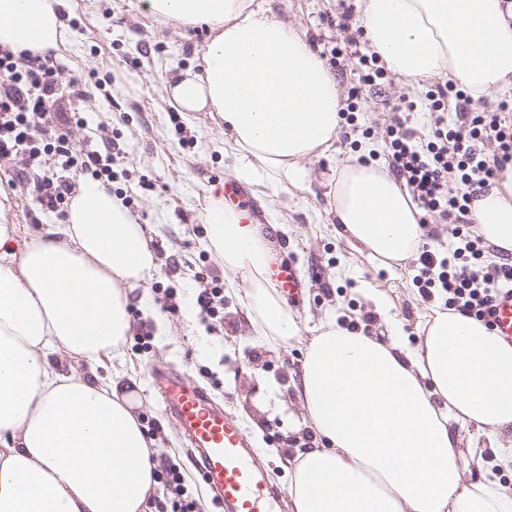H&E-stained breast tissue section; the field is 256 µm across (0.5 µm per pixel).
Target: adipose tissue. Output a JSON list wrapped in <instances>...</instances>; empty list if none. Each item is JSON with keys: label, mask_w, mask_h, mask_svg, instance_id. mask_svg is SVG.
Wrapping results in <instances>:
<instances>
[{"label": "adipose tissue", "mask_w": 512, "mask_h": 512, "mask_svg": "<svg viewBox=\"0 0 512 512\" xmlns=\"http://www.w3.org/2000/svg\"><path fill=\"white\" fill-rule=\"evenodd\" d=\"M368 48L410 83L447 76L475 109L512 85V0H357ZM164 21L206 28L196 66L167 80L177 111L224 123L235 175L269 219L281 191L305 187L306 160L336 148V80L306 36L270 0H140ZM66 0H0V49L42 52L64 42ZM338 237L381 263L411 259L421 211L385 164L352 158L328 179ZM468 219L512 254V166L475 199ZM205 244L259 335L302 333L265 276L270 247L211 194ZM0 204V512H149L152 441L134 409V376L112 367L132 329L131 287L157 260L137 214L86 180L64 223L24 249ZM413 348L328 318L312 336L296 386L319 446L289 460V512H512V345L468 315L431 306ZM84 359L86 378L54 356ZM475 428L481 440L462 444ZM473 477H464L465 469Z\"/></svg>", "instance_id": "adipose-tissue-1"}]
</instances>
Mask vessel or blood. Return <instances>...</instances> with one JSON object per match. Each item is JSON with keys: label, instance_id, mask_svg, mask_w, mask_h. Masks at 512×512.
I'll list each match as a JSON object with an SVG mask.
<instances>
[{"label": "vessel or blood", "instance_id": "b4317fda", "mask_svg": "<svg viewBox=\"0 0 512 512\" xmlns=\"http://www.w3.org/2000/svg\"><path fill=\"white\" fill-rule=\"evenodd\" d=\"M267 274L288 300L301 294L303 280L286 261H272ZM492 321L497 335L512 344V291L499 294ZM152 375L223 512H274L280 490L260 470L256 451L240 424L213 404L209 394L190 378L158 366L153 367Z\"/></svg>", "mask_w": 512, "mask_h": 512}]
</instances>
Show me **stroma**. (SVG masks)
Listing matches in <instances>:
<instances>
[{
    "label": "stroma",
    "mask_w": 512,
    "mask_h": 512,
    "mask_svg": "<svg viewBox=\"0 0 512 512\" xmlns=\"http://www.w3.org/2000/svg\"><path fill=\"white\" fill-rule=\"evenodd\" d=\"M273 7L318 48L341 95L355 86L360 89L354 123L343 126L334 153L308 161V188L282 194L288 222L268 233L273 254L286 257L306 280L301 300L288 306L303 334L286 345L254 333L232 294L224 296L219 322L201 313L196 303V272L224 277L214 251L203 245L204 215L210 187L232 177L233 162L224 154L223 129L205 112L186 120L165 102L163 84L194 62L207 30L145 15L139 0H69L65 42L56 51L59 83L78 81L85 90L78 108L86 123L70 129L72 147L81 151L87 144L112 139V187L132 197V210L157 256L158 267L148 283L155 306L163 307L166 289L178 291L177 307L165 309V328L154 332L153 351L140 352L131 339L124 351L140 384L136 414L146 419V434L154 439L159 457L181 465L189 486L203 494L208 488L185 438L164 410L151 364L168 365L204 387L243 425L261 468L285 488L288 459L316 440L303 424L294 391L309 336L333 313L339 323L367 328L383 338L397 331L413 347L431 306L412 284L417 261L401 267L373 261L338 238L323 215L327 178L335 167L355 155L364 162L389 159L385 126L393 105L414 104L409 122L427 134V87L390 72L378 86H360L356 53L367 45L354 40L357 0H274ZM336 48L343 49V56H333ZM28 167L24 152L0 164V193L8 198L11 220L24 242L41 226L59 221L36 202L31 185L19 181L18 171ZM374 292L388 296V308L375 307L370 298Z\"/></svg>",
    "instance_id": "obj_1"
}]
</instances>
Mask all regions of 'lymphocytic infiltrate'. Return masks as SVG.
<instances>
[{
  "instance_id": "lymphocytic-infiltrate-1",
  "label": "lymphocytic infiltrate",
  "mask_w": 512,
  "mask_h": 512,
  "mask_svg": "<svg viewBox=\"0 0 512 512\" xmlns=\"http://www.w3.org/2000/svg\"><path fill=\"white\" fill-rule=\"evenodd\" d=\"M56 71L52 51L19 57L0 51V161L27 151L42 167L36 199L50 211L62 209L75 192L73 182L58 176V168L112 178V167L99 150H72L65 129L81 123L82 117L59 106ZM428 96L434 112L428 136L419 135L398 115L387 125L389 167L406 182L426 217L461 225L471 201L512 163V122L505 119L512 101H502L495 112H476L468 107L467 92L449 81L436 85ZM450 104L457 110L452 122L444 115ZM488 142L494 143V154L485 153ZM488 252L481 237L469 231L458 232L444 257L420 244L413 283L422 298H441L446 308L488 322L494 300L503 287L512 286V260L494 262ZM154 474L163 486L155 500L157 512H202L201 499L189 495L179 468L161 459Z\"/></svg>"
}]
</instances>
